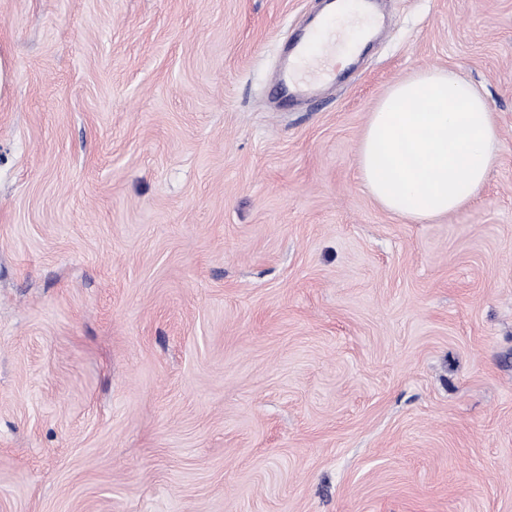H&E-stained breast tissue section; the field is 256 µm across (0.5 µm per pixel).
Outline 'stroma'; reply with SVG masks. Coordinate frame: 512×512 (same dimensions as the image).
Returning a JSON list of instances; mask_svg holds the SVG:
<instances>
[{
	"label": "stroma",
	"mask_w": 512,
	"mask_h": 512,
	"mask_svg": "<svg viewBox=\"0 0 512 512\" xmlns=\"http://www.w3.org/2000/svg\"><path fill=\"white\" fill-rule=\"evenodd\" d=\"M321 5L0 0V512H512V0H381L279 106ZM421 68L502 149L411 223L356 162ZM323 17L327 21L332 20L336 31L343 36L344 45L336 51L332 59V64L336 67H344L359 52L377 25V18L371 12L360 10L359 13H355L337 3L336 11L329 8ZM322 39L327 40L328 43L334 39L331 44L335 46L336 32L325 27L323 29L314 28L300 33L291 45L288 68L278 70L272 76V84L276 95L280 97L284 105H288L292 99L336 78V68L328 70L322 63L308 70L309 77H300L298 75L296 69L297 62L310 52L307 50V47L311 46L313 49Z\"/></svg>",
	"instance_id": "obj_1"
}]
</instances>
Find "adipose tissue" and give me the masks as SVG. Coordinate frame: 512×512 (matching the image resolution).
<instances>
[{"label": "adipose tissue", "instance_id": "1", "mask_svg": "<svg viewBox=\"0 0 512 512\" xmlns=\"http://www.w3.org/2000/svg\"><path fill=\"white\" fill-rule=\"evenodd\" d=\"M344 43L345 66L377 19L367 11H327ZM501 151L485 96L448 71L426 68L394 83L378 100L357 150L360 181L386 211L421 223L461 211L478 198Z\"/></svg>", "mask_w": 512, "mask_h": 512}]
</instances>
